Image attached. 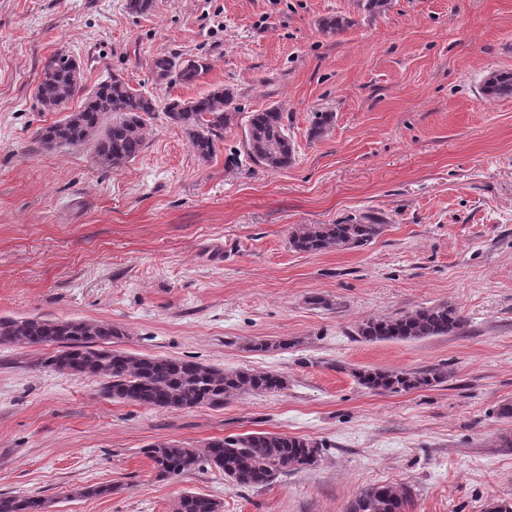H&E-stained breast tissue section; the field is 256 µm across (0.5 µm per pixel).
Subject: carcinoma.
<instances>
[{
	"mask_svg": "<svg viewBox=\"0 0 512 512\" xmlns=\"http://www.w3.org/2000/svg\"><path fill=\"white\" fill-rule=\"evenodd\" d=\"M354 25L346 15L319 21L320 30L337 35ZM209 69L205 58L190 60L180 79L191 82ZM79 64L68 54H55L43 67L37 85L36 107L42 112H62L78 87ZM512 93V72L492 73L484 83L488 97ZM236 93L231 86L217 87L189 101L173 100L165 106L167 118L181 127L193 153L207 161L214 155L224 127L236 116ZM158 109L156 98L137 92L120 76L101 81L83 106L69 112L39 133L42 144L77 146L94 141L95 159L104 167L120 168L144 147L145 117ZM335 115L318 112L309 128L312 140L331 131ZM244 149L257 165L278 172L294 158L284 113L276 107L253 112L244 128ZM382 225L361 216L336 224H303L289 236L298 253H323L363 247L381 232ZM464 317L448 304L422 307L396 317L368 318L358 327L366 341L415 340L445 335L464 327ZM122 332L101 321L76 319L0 318V344L20 348L52 346V355L38 366L75 378L106 380L105 394L148 409L182 411L201 406L220 408L224 401L247 394H266L286 388L284 377L249 368L225 370L191 360L133 356L112 347ZM354 378L379 393L433 387L448 378L437 367L424 371L357 369ZM328 443L322 439L286 433L250 432L216 438L204 449L174 441L157 442L146 449L160 480L178 478L205 465L224 472L241 488H263L281 474L315 465ZM405 493L391 484L364 487L347 512H402ZM49 503L35 495L0 494V512H48ZM174 512H221V504L206 495L184 494Z\"/></svg>",
	"mask_w": 512,
	"mask_h": 512,
	"instance_id": "cac0c4a2",
	"label": "carcinoma"
}]
</instances>
